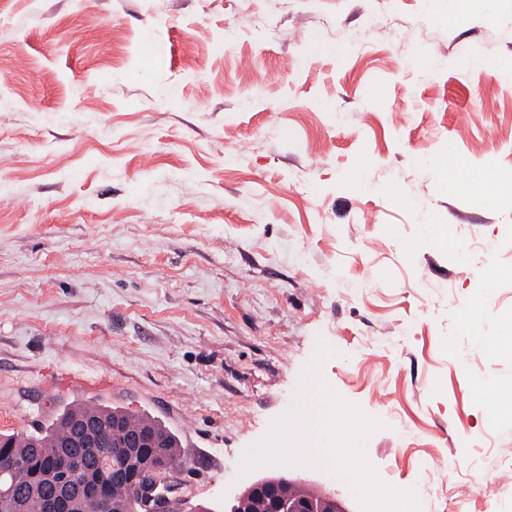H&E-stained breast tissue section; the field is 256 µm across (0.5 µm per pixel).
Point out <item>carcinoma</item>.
Returning a JSON list of instances; mask_svg holds the SVG:
<instances>
[{"label":"carcinoma","mask_w":512,"mask_h":512,"mask_svg":"<svg viewBox=\"0 0 512 512\" xmlns=\"http://www.w3.org/2000/svg\"><path fill=\"white\" fill-rule=\"evenodd\" d=\"M79 411L78 407L71 408L39 431L0 433V489L9 491V496H0V512H47L45 498L30 495L29 489L43 484L49 466H54L61 476L71 462L86 469V487L91 490L87 512H98L101 502L108 504L107 512H120L127 507L139 485L134 479L136 473L126 465L122 449H112V460L104 464L99 448L58 450L70 426L81 419ZM89 418L106 425L116 424L120 439L127 434L148 432L152 447L145 449V457L154 465L178 460L180 443L176 434L148 416L98 406Z\"/></svg>","instance_id":"cac0c4a2"}]
</instances>
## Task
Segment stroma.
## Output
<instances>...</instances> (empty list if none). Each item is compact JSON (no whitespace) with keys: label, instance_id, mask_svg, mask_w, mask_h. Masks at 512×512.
<instances>
[{"label":"stroma","instance_id":"obj_1","mask_svg":"<svg viewBox=\"0 0 512 512\" xmlns=\"http://www.w3.org/2000/svg\"><path fill=\"white\" fill-rule=\"evenodd\" d=\"M508 60L512 0H5L0 432L150 416L183 512L263 474L512 512V420L474 387L512 385V350L481 357L512 276L462 328L475 270L439 242L512 267V203L430 171L512 170ZM313 375L368 422L353 479L308 449Z\"/></svg>","mask_w":512,"mask_h":512}]
</instances>
